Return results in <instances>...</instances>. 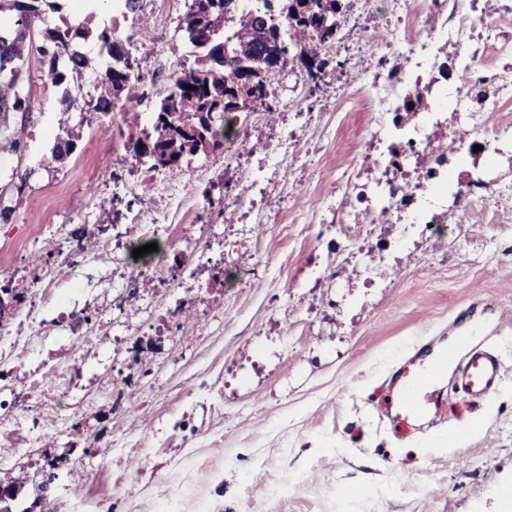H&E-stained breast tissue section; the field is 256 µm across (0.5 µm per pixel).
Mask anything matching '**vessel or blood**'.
<instances>
[{"label":"vessel or blood","mask_w":512,"mask_h":512,"mask_svg":"<svg viewBox=\"0 0 512 512\" xmlns=\"http://www.w3.org/2000/svg\"><path fill=\"white\" fill-rule=\"evenodd\" d=\"M450 375L456 380L459 394L477 401L497 391L504 367L496 352L480 347L470 349L460 359L449 350H431L414 356L397 371L386 394V406L393 420L407 424L441 412L438 386Z\"/></svg>","instance_id":"b4317fda"}]
</instances>
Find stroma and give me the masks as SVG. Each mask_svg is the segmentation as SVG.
Returning a JSON list of instances; mask_svg holds the SVG:
<instances>
[{
  "label": "stroma",
  "mask_w": 512,
  "mask_h": 512,
  "mask_svg": "<svg viewBox=\"0 0 512 512\" xmlns=\"http://www.w3.org/2000/svg\"><path fill=\"white\" fill-rule=\"evenodd\" d=\"M113 0L89 11L93 25L145 31V96L116 103L87 127L76 152L55 167L50 149L66 121L55 87L32 63L37 114L22 163L32 175L12 223L0 224V285L48 272L44 295L79 307L80 330L53 312L34 321L21 308L0 326V482L24 478L22 506L60 459L45 512H512V153H489L472 128L481 100L457 107L430 133L398 183H416L443 143L455 202L445 223L340 224L355 207L346 190L367 176L377 105L356 92L409 54L422 28L441 27L448 0L403 28L394 0L361 11L329 49L319 85L288 69L272 75L275 113L241 115L253 151L273 171L246 224L239 190L216 151L180 173L144 174L126 149L150 127L169 79L192 63L178 21L185 0H146L135 16ZM495 30L475 32L479 72L512 74V0H475ZM300 136L288 154L269 152L282 129ZM208 178L194 182L199 170ZM172 206L157 231L122 225L123 246L101 232L100 206L131 216L160 190ZM92 247L74 254L69 231ZM140 242L159 246L147 269L163 276L130 292ZM209 246L202 273L176 257ZM495 349L505 365L497 393L480 402L439 386L441 420L403 428L384 413L385 383L418 347ZM38 420V432L27 424ZM462 439L449 444L450 433Z\"/></svg>",
  "instance_id": "obj_1"
}]
</instances>
